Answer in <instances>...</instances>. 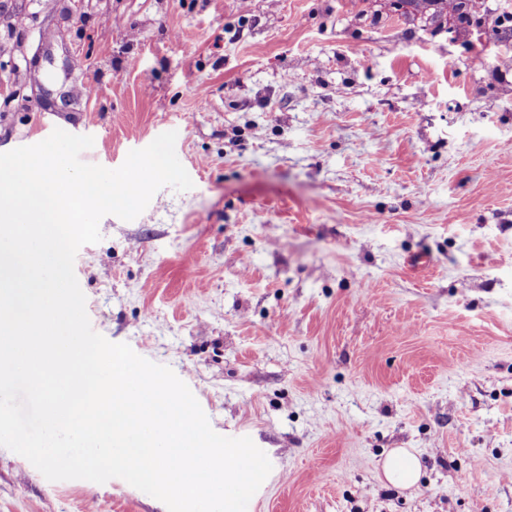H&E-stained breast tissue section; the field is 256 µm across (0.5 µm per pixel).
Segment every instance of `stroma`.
Wrapping results in <instances>:
<instances>
[{
	"mask_svg": "<svg viewBox=\"0 0 512 512\" xmlns=\"http://www.w3.org/2000/svg\"><path fill=\"white\" fill-rule=\"evenodd\" d=\"M468 9L0 0V153L77 113L108 169L177 134L192 189L104 216L74 272L95 332L266 453L251 512H512V0ZM98 507L167 512L0 447V512ZM384 478L391 484L403 488L415 486L421 475L419 456L406 449L395 448L381 465Z\"/></svg>",
	"mask_w": 512,
	"mask_h": 512,
	"instance_id": "1",
	"label": "stroma"
}]
</instances>
